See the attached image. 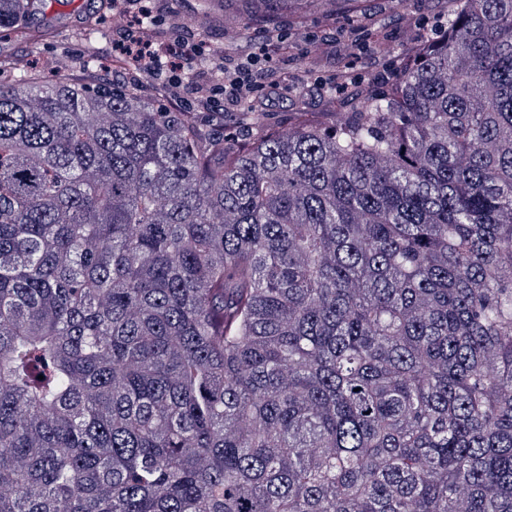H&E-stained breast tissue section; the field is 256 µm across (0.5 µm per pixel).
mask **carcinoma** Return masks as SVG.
I'll return each instance as SVG.
<instances>
[{"mask_svg": "<svg viewBox=\"0 0 512 512\" xmlns=\"http://www.w3.org/2000/svg\"><path fill=\"white\" fill-rule=\"evenodd\" d=\"M86 40L0 55V512H512V0L245 142Z\"/></svg>", "mask_w": 512, "mask_h": 512, "instance_id": "obj_1", "label": "carcinoma"}]
</instances>
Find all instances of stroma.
Listing matches in <instances>:
<instances>
[{"instance_id": "1", "label": "stroma", "mask_w": 512, "mask_h": 512, "mask_svg": "<svg viewBox=\"0 0 512 512\" xmlns=\"http://www.w3.org/2000/svg\"><path fill=\"white\" fill-rule=\"evenodd\" d=\"M199 0H151L152 16L162 26H178L183 41L205 40L208 48L230 50L238 42L257 39L262 23H244L225 9L222 22L211 24L206 32L190 25ZM452 0H336L334 23H326L322 13L314 12L302 20L278 16L273 20L282 32L297 44L288 68L297 77L298 87L263 109L265 123L271 130L282 132L306 123L326 128L332 126L339 113L354 111L360 95L368 90H388L392 76L412 62L422 49L424 39L440 35ZM99 12L97 53L107 58L113 42L122 36V27L112 25V0H41L30 38L0 41V54L28 59L31 51L49 63L80 58L85 45L79 37L83 22L91 12ZM386 39L388 50L377 67H369L364 38ZM322 54L323 62L315 69L306 60ZM350 69L353 85L348 91L334 95L329 86L335 73Z\"/></svg>"}]
</instances>
